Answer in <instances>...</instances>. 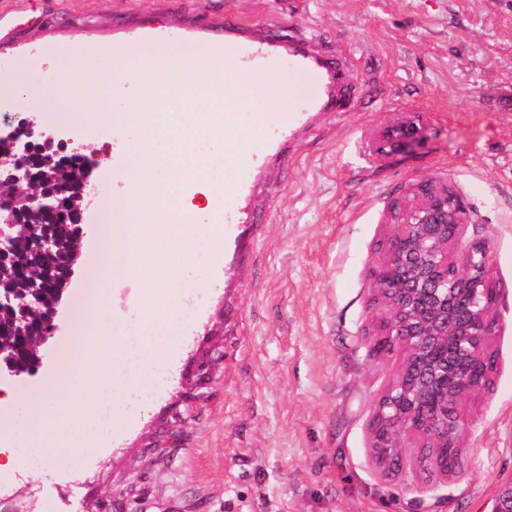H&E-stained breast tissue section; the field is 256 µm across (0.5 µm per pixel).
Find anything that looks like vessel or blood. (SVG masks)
<instances>
[{
	"instance_id": "b4317fda",
	"label": "vessel or blood",
	"mask_w": 512,
	"mask_h": 512,
	"mask_svg": "<svg viewBox=\"0 0 512 512\" xmlns=\"http://www.w3.org/2000/svg\"><path fill=\"white\" fill-rule=\"evenodd\" d=\"M248 29V24L239 17L225 15L224 36L233 43V50L226 58L236 77L248 83L250 92L259 99L264 98L270 82L278 80L280 74H287L293 86L287 110L272 123L271 143L292 139L301 114L343 111L345 101L340 90L353 83V67H340L328 57L312 54L301 41L287 43L275 34L252 37ZM271 143L257 145L237 158L241 177L225 189L223 209L209 213L207 223H241L237 204L247 188L243 176L270 160Z\"/></svg>"
}]
</instances>
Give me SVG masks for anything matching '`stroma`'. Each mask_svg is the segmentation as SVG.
I'll list each match as a JSON object with an SVG mask.
<instances>
[{
	"label": "stroma",
	"instance_id": "1",
	"mask_svg": "<svg viewBox=\"0 0 512 512\" xmlns=\"http://www.w3.org/2000/svg\"><path fill=\"white\" fill-rule=\"evenodd\" d=\"M232 13L354 66L349 112L298 126L288 162L253 170L248 224L224 227L223 260L186 316L184 338L146 399L119 406L79 467L17 465L0 512H492L512 481V0H0V125L26 116L56 143L94 158L80 250L34 373L0 374L19 421L69 362L78 289L94 283L117 322L137 320V281L91 279L109 225L94 211L122 180L105 145L130 137L60 120L73 103L46 94L62 67L109 44L138 45L175 25L202 50L222 46ZM418 112L424 143L388 156L370 146L398 113ZM472 211L498 289L494 371L467 403L462 464L427 469L417 449L379 469L368 425L404 353L369 352L376 321L370 267L392 202L425 175Z\"/></svg>",
	"mask_w": 512,
	"mask_h": 512
}]
</instances>
